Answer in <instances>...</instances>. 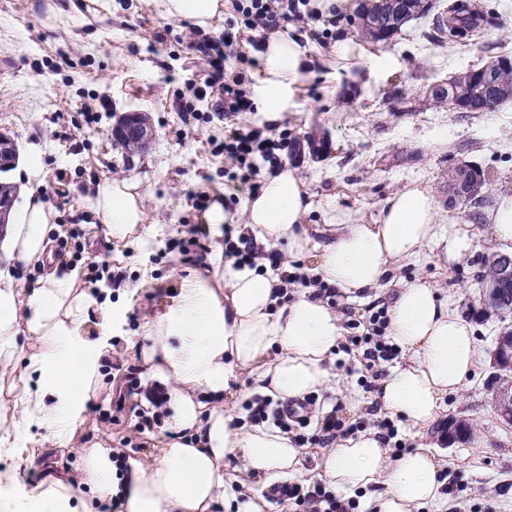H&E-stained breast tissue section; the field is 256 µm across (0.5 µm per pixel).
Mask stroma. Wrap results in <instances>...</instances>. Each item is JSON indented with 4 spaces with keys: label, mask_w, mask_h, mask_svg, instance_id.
Wrapping results in <instances>:
<instances>
[{
    "label": "stroma",
    "mask_w": 512,
    "mask_h": 512,
    "mask_svg": "<svg viewBox=\"0 0 512 512\" xmlns=\"http://www.w3.org/2000/svg\"><path fill=\"white\" fill-rule=\"evenodd\" d=\"M450 2L433 0V15L409 21L390 42L371 43L360 40L354 24L358 0H319L324 16L336 18V37L323 43L312 37L309 25L289 24L288 36L305 49L310 63L282 90L279 117L266 110L265 75L255 64L261 52L244 45L237 70L255 110L239 121L287 131L298 142L288 163L313 197L303 229L315 243L331 242V223H372L388 197L414 185L430 190L437 223L466 230L460 258L445 261L441 249L430 246L426 262L405 266L398 276L428 280L441 295L454 296L473 326L479 359L462 391L445 396L426 436H417L400 418L389 421L400 452L423 442L440 445L448 462V512H512V426L500 422L491 401L499 381L490 350L502 321L483 312L479 284L483 255L512 253L511 243L494 238L488 218L500 198L512 197V100L489 112H455L428 94L490 57L512 55V0H479L484 18L478 27L445 43L431 40L433 16L447 11ZM29 5L30 0H0V57L13 62L0 72V132L21 149L35 143L45 150L49 175L36 191L53 207L56 223L66 227L68 263L84 267L82 285L95 299L78 340L106 355L81 420L48 442L15 437L12 452L0 456V496L11 498L18 512H29L43 480L67 477L84 449L119 448L152 463L168 432L159 426L137 433L135 413L119 405V392L129 368L146 379L147 326L168 312L183 279L230 263L223 237L205 224L193 192L206 193L235 215L249 198L226 177L225 122L214 113L202 62L188 48L191 22L165 18L156 0H111L110 11L86 12L49 30ZM344 38L359 41L364 56L339 58L336 43ZM102 96L111 100V111L86 125L83 106ZM132 111L144 113L156 134L143 155H129L110 134L116 113ZM463 163L488 177L479 224L469 206L452 208L446 201L448 172ZM129 176L146 187L144 242L124 248L104 235L88 236L83 224L92 218L84 208L90 188ZM196 239L205 246L202 261L175 251V243ZM92 260L109 263L119 279L96 276L88 268ZM106 291L112 301L107 313L99 304ZM327 302L341 317L342 336L329 381L308 412L314 418L335 412L357 433L377 428L384 418L366 385L363 351L350 339L364 335L371 315L390 300L350 301L335 292ZM32 350L30 335L20 334L14 364L0 366V432L11 426L13 387ZM456 421L470 425L468 441L448 440Z\"/></svg>",
    "instance_id": "stroma-1"
}]
</instances>
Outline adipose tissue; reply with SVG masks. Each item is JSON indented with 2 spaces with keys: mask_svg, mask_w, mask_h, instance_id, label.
<instances>
[{
  "mask_svg": "<svg viewBox=\"0 0 512 512\" xmlns=\"http://www.w3.org/2000/svg\"><path fill=\"white\" fill-rule=\"evenodd\" d=\"M159 7L165 17L201 28L224 14V0H159ZM263 66L268 110L275 114L277 94L300 76L306 57L295 40L275 35L264 45ZM24 173L32 190L12 223L0 226V362L12 360L20 332L36 336L13 430L39 427L54 435L89 399L97 358L73 340L89 295L78 288L77 269H62L53 259L52 237L63 228L35 191L47 176L38 146H30ZM145 196L138 177L108 179L94 186L88 209L120 245L142 228ZM312 208L306 183L286 167L264 179L242 218L265 247L284 241L294 253L319 249L314 276L344 295L395 288L389 336L407 359L390 368L377 398L386 414L427 429L443 398L462 390L479 351L472 325L454 303L438 299L434 284L403 282L395 274L429 245L458 258L465 232L441 230L430 190L418 186L388 198L373 223L336 225L334 240L321 247L300 229ZM20 265L43 266L45 274L17 287L11 271ZM340 336L338 315L312 292L283 301L266 263L185 279L175 305L149 324L142 352L150 380L168 392L163 424L175 439L165 442L152 465L131 458L123 473L109 450H87L74 476L38 491L37 512H87L90 499L116 494L127 512H212L226 500L237 512H264L265 498L240 499L235 478L224 475L225 458H240L245 475L269 488L297 473L303 451L279 432L236 425L221 405L224 393L246 369L256 393L284 401L303 397L328 382L326 363ZM442 468L427 447L393 455L380 432L369 430L338 443L324 460L323 476L341 499L358 498L360 512H418L447 504ZM374 486L380 489L375 496L369 493Z\"/></svg>",
  "mask_w": 512,
  "mask_h": 512,
  "instance_id": "1",
  "label": "adipose tissue"
}]
</instances>
